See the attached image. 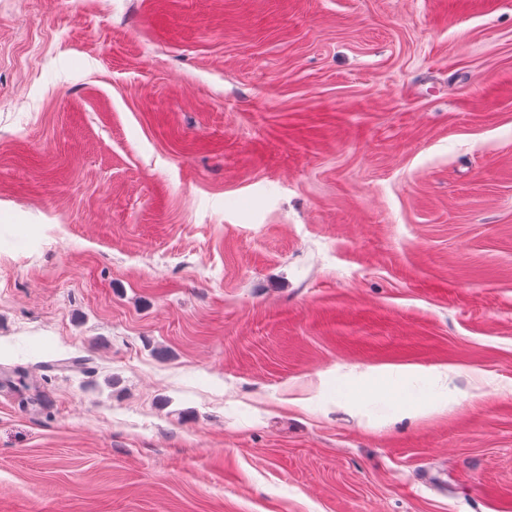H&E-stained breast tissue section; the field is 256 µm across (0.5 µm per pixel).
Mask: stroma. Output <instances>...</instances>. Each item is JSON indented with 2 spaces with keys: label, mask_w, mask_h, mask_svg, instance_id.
Returning a JSON list of instances; mask_svg holds the SVG:
<instances>
[{
  "label": "stroma",
  "mask_w": 512,
  "mask_h": 512,
  "mask_svg": "<svg viewBox=\"0 0 512 512\" xmlns=\"http://www.w3.org/2000/svg\"><path fill=\"white\" fill-rule=\"evenodd\" d=\"M0 512H512V0H0Z\"/></svg>",
  "instance_id": "35a3bbf8"
}]
</instances>
